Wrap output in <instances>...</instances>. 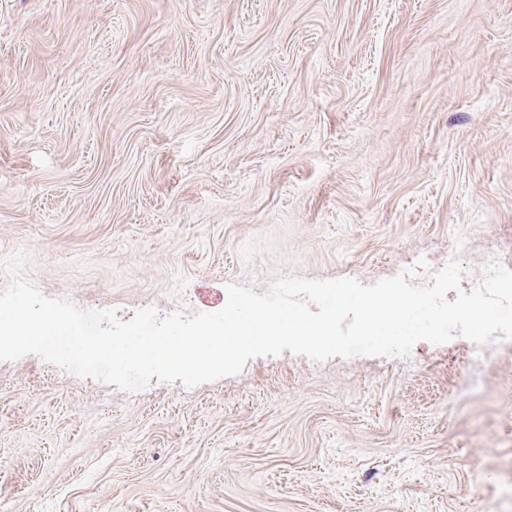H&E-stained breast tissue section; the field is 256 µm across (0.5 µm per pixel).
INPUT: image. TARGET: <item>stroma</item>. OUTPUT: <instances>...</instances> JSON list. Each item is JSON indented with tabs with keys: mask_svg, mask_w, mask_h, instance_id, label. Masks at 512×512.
<instances>
[{
	"mask_svg": "<svg viewBox=\"0 0 512 512\" xmlns=\"http://www.w3.org/2000/svg\"><path fill=\"white\" fill-rule=\"evenodd\" d=\"M458 235L461 289L512 269V0H0V260L45 296L425 284ZM0 512H512V344L136 394L0 361Z\"/></svg>",
	"mask_w": 512,
	"mask_h": 512,
	"instance_id": "obj_1",
	"label": "stroma"
}]
</instances>
